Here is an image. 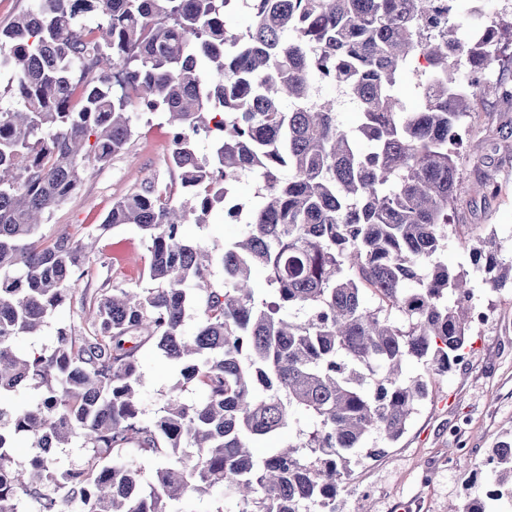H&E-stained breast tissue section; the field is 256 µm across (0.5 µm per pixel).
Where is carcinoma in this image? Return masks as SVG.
I'll list each match as a JSON object with an SVG mask.
<instances>
[{"label":"carcinoma","instance_id":"1","mask_svg":"<svg viewBox=\"0 0 512 512\" xmlns=\"http://www.w3.org/2000/svg\"><path fill=\"white\" fill-rule=\"evenodd\" d=\"M229 2L38 0L0 29L17 103L0 111V512H29L39 483L67 488L80 512H176L171 502L215 487L240 512H343V484L379 453L369 438L397 441L432 380L469 355L475 288L440 257L479 74L512 22L487 18L460 39L453 0H252L254 24L237 31ZM420 54L428 75L410 110L395 88ZM321 83L357 103L354 132ZM136 103L168 116L169 165L194 198L187 211L149 186L102 224L151 240L156 287L118 288L92 307L89 333L60 328L52 347L20 353L16 340L87 275L83 239L45 243L42 216L125 150ZM201 132L209 160L196 154ZM246 171L262 192L236 240L217 257L188 243L187 212L224 202ZM466 246L485 285L512 282L496 239ZM216 262L222 288L208 282ZM259 268L269 300L251 288ZM197 290L204 307L187 338ZM148 343L181 379L146 421L137 353ZM190 383L202 401H181ZM20 386L37 391L36 407L13 405ZM285 429L287 445L254 457V443ZM73 438L94 456L60 472L50 451ZM132 443L164 460L153 481L129 461ZM24 446L39 452L22 466ZM479 465L495 501L512 486V440Z\"/></svg>","mask_w":512,"mask_h":512}]
</instances>
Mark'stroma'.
I'll return each instance as SVG.
<instances>
[{"label":"stroma","instance_id":"obj_1","mask_svg":"<svg viewBox=\"0 0 512 512\" xmlns=\"http://www.w3.org/2000/svg\"><path fill=\"white\" fill-rule=\"evenodd\" d=\"M165 114L140 113L125 151L106 165L88 170L76 190L47 214L44 240L61 231L92 237L94 247L81 279L39 335L18 341L22 350L51 346L60 328L84 330L86 308L113 289L148 287L150 243L126 224L99 226L114 202L149 184L171 182V143ZM493 183H485V174ZM458 206L444 261L450 270L479 279L463 243L471 236L512 241V62L495 64L483 78L460 150ZM241 230L223 205L202 222L188 221L187 238L215 254ZM475 303L485 312L475 323L473 351L448 375L436 378L432 394L418 408L407 432L384 453L356 467L340 500L344 512H448L461 501L472 470L499 442L512 438V286L477 288ZM144 378L146 416H153L179 379L178 368L152 346L138 353Z\"/></svg>","mask_w":512,"mask_h":512}]
</instances>
